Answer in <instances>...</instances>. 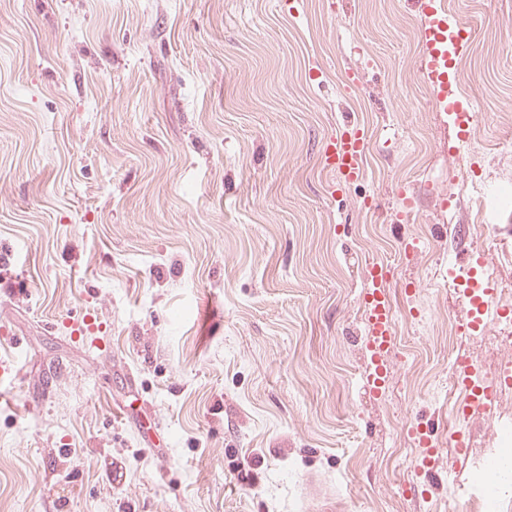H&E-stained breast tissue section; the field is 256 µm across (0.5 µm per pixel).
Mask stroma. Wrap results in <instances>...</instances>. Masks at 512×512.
Segmentation results:
<instances>
[{
    "label": "stroma",
    "instance_id": "stroma-1",
    "mask_svg": "<svg viewBox=\"0 0 512 512\" xmlns=\"http://www.w3.org/2000/svg\"><path fill=\"white\" fill-rule=\"evenodd\" d=\"M448 6L473 34L463 144L420 0H0V512H473L512 391L454 457L448 359L494 377L512 345L456 333L448 282L480 252L512 321V0ZM350 121L354 184L318 159ZM377 263L397 339L375 396ZM386 283L385 268L375 264L362 291L366 309L365 350L369 360L365 385L374 394H379L385 386L396 340L394 305ZM411 432L417 441V445L420 448H424L423 454L421 455L420 464L417 466L423 470H431L434 467V460L436 456V448L433 445L431 435L428 431H422L419 427L412 428Z\"/></svg>",
    "mask_w": 512,
    "mask_h": 512
}]
</instances>
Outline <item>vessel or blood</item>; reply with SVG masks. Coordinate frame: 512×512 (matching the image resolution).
Here are the masks:
<instances>
[{
	"label": "vessel or blood",
	"instance_id": "1",
	"mask_svg": "<svg viewBox=\"0 0 512 512\" xmlns=\"http://www.w3.org/2000/svg\"><path fill=\"white\" fill-rule=\"evenodd\" d=\"M423 51L419 69L435 94L433 105L438 109L460 112V103H449L452 85L448 81V61L463 54L468 46L464 24L449 9L446 0H425L420 28ZM369 136L362 126L352 124L325 140L321 161L327 168L337 171L344 181L358 179L362 174V160L366 154ZM387 273L383 266L370 269L369 280L362 291L366 309L365 350L368 370L365 385L372 393H380L391 369V350L396 340L394 305L386 286ZM494 288L483 284L478 293L464 295V310L477 316L488 313L493 305ZM477 369L466 357H458L453 371L457 385L465 391L464 405L480 409L490 401V389L476 384Z\"/></svg>",
	"mask_w": 512,
	"mask_h": 512
}]
</instances>
